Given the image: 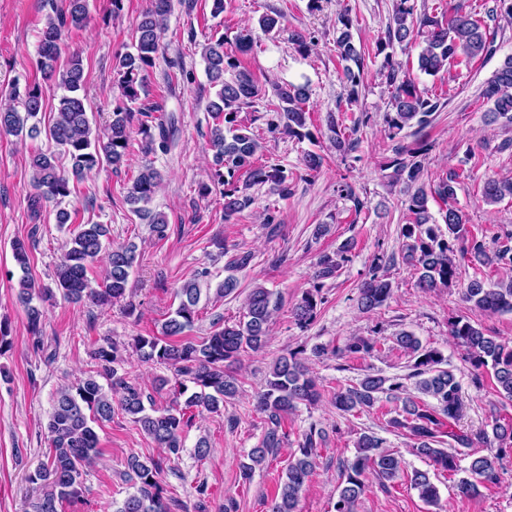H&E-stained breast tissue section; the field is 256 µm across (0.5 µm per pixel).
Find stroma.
<instances>
[{"mask_svg": "<svg viewBox=\"0 0 512 512\" xmlns=\"http://www.w3.org/2000/svg\"><path fill=\"white\" fill-rule=\"evenodd\" d=\"M63 4L64 0H0V100L13 87L35 82L42 91L46 116L55 115L61 91L55 81L42 78L37 47L46 16ZM147 5L148 0H123V10L115 18L110 0H88L86 26L62 31L59 64L67 66L72 55L81 56L88 113L96 125L104 124L120 96L113 59L130 46L133 25ZM211 9L212 0H174L161 49L141 92L143 103L164 100L166 111L178 120L172 149L150 158L164 176L149 204L151 211L166 218L164 238L153 234L127 199L141 164L149 160L139 146L140 134H133L135 147L123 166L116 170L101 166L76 183L61 203L44 204L37 214L28 202L29 158L38 151H54L55 146L44 136L22 139L0 134V319L10 322L13 341L11 350L0 355V512H24L32 491L27 477L49 450L46 422L52 398L60 387L95 370L90 353L104 339L124 349L116 366L118 375L135 381L151 397L152 407L172 406L170 388L159 387L158 381L173 378V371L142 362L130 344L135 336L160 334L178 305V288L204 269L209 276L201 283L203 293L187 337L199 340L238 322L244 299L255 284L281 297L265 347L242 353L233 368L237 395L225 400L219 412H197L176 456L157 448L130 417L116 413L112 421L97 427L99 456L86 469L80 497L63 502L61 512H113L115 504L133 491L126 475V461L132 455L160 460L159 479L168 496L180 501L178 512H224L228 502L234 503L235 512H269L279 478L313 424L325 431L326 439L317 449L316 467L300 498L299 512H334L346 463L364 432L384 439L387 451L400 458L403 472L390 481L369 476L355 512H512V451L499 460L498 485L464 498L457 491L459 475L430 470L426 458L411 453L408 434L391 428L385 413L374 409L344 414L331 404L336 390L357 384L367 372L407 377L412 361L393 341L396 332L405 330L422 345L440 350L459 381L466 404L459 430L475 436L492 416L512 419V401L500 398L492 372L474 369L448 334L450 318L467 316L487 334L512 345V313L484 315L462 298L471 279L505 283L512 280V271L495 265L476 267L464 259L456 285L423 294L416 286L415 268L402 253L400 229L408 218V193L404 185H390L383 169L396 147L425 142L423 182L430 190L428 207L433 216L442 218L449 204L432 190L454 170L463 178L452 205L463 210L468 224L512 230V198L488 204L481 194L487 177L512 176V148L501 147L504 140L512 139V128L487 123L489 105L481 96L485 81L512 55V21H489L496 46L491 57L435 76L419 71L417 47H394L395 58L418 87L439 96L444 108L424 132L407 127L392 138L385 122L391 89L379 73L382 60L376 51L386 39L394 0H224L223 14L212 16ZM344 11L355 22L357 48L368 55L353 103L343 80L345 63L336 51V18ZM274 13L282 15L285 31L271 38L260 30L258 19ZM291 29L311 34L314 46L309 54H299L289 43ZM246 31L253 42L241 61L262 93L240 112L239 119L261 143V160L287 169L289 193L282 196L266 186L252 187L253 204L228 221L219 192L199 194L212 159L209 132L214 120L208 104L215 97L201 47L217 36L234 44L236 36ZM288 82L309 86L310 138L269 129L275 100L271 86ZM331 113L339 121L342 138L357 140L356 150L344 154L330 145L326 123ZM309 152L323 157L318 171H308L303 164ZM345 183L352 185L355 199L341 195L339 187ZM60 207L71 212L75 223L108 225L112 245L136 244L128 283L135 309L127 311L121 302L101 308L87 300L72 303L59 297L45 304L42 335L36 340L17 299L18 280L7 275L15 267L11 244L17 239L29 241L31 279L52 284L70 239L68 229L55 222ZM321 224L329 231L320 237L316 229ZM220 240L253 255L250 265L236 273V292L221 299L215 290L226 275L228 257L216 246ZM347 243L352 246L349 260L336 277L325 280L324 302L315 322L308 329L298 328L291 309L303 291L312 288L318 256ZM378 260L388 270L393 293L385 306L365 312L357 303L359 287ZM354 336L378 340L379 351L361 358L344 355ZM297 349L302 350L322 399L314 406L298 405L284 418L283 446L256 467L251 479H243L241 465L267 428L257 409L265 376L278 357ZM231 417L237 418L236 427H228ZM203 437L210 451L200 459L195 445ZM415 469L429 470L439 489L437 504L424 503L410 486L407 474Z\"/></svg>", "mask_w": 512, "mask_h": 512, "instance_id": "stroma-1", "label": "stroma"}]
</instances>
